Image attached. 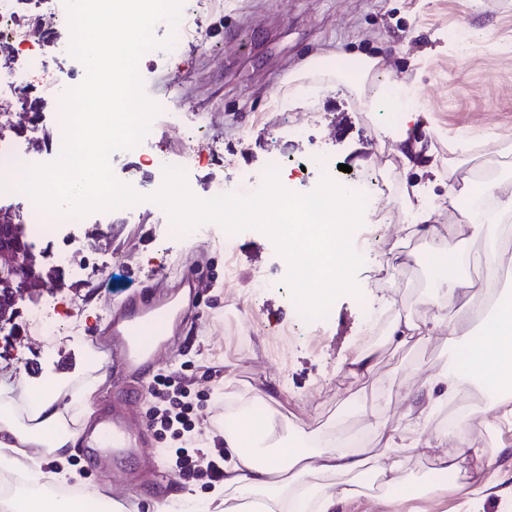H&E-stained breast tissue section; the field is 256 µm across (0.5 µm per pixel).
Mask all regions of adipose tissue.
Instances as JSON below:
<instances>
[{
    "label": "adipose tissue",
    "instance_id": "adipose-tissue-1",
    "mask_svg": "<svg viewBox=\"0 0 512 512\" xmlns=\"http://www.w3.org/2000/svg\"><path fill=\"white\" fill-rule=\"evenodd\" d=\"M447 332L448 342L457 349L455 365L422 383L416 400L422 411H429L447 401L467 378L475 377L492 392L512 386V301L499 302L494 316L486 320L479 336L459 335L456 328L448 327L444 319H436L427 328L405 317H395L389 325V334L398 342L424 341L432 329ZM63 376L48 381L35 398L39 429H32L14 420L10 404L0 405V465L22 471L26 469L28 449L43 447L53 455H60L74 445L75 433L62 427V412L57 404ZM372 425L383 439L380 451L352 452L334 442L314 448L284 444L278 456L258 461L253 441L241 432L224 433V445L229 457L224 463V486L214 490L210 502L215 512H306V501L300 496H287L289 480H302L318 473L340 476L341 481L329 492L318 494L315 512H336L339 501L360 495L358 479L365 473L380 476L398 468V454L411 451L427 454L426 440L405 441L398 429L381 417H374ZM453 444L452 452L440 458L441 471L454 469L458 458L475 460L474 479H482L495 464L494 452L471 447L465 426L447 432Z\"/></svg>",
    "mask_w": 512,
    "mask_h": 512
}]
</instances>
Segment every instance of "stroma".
Returning a JSON list of instances; mask_svg holds the SVG:
<instances>
[{
  "instance_id": "35a3bbf8",
  "label": "stroma",
  "mask_w": 512,
  "mask_h": 512,
  "mask_svg": "<svg viewBox=\"0 0 512 512\" xmlns=\"http://www.w3.org/2000/svg\"><path fill=\"white\" fill-rule=\"evenodd\" d=\"M180 23L202 29L204 40L188 39L172 63L156 49L141 60L147 96L167 101L180 124L176 131L161 126L150 140L154 161L178 162L195 136L202 162L186 178L199 197L218 180L263 178L273 154L285 162L280 181L295 193L325 177L366 183L364 223L353 235L364 258L355 275L361 294L340 296L325 319L304 322L285 283L288 264L267 234L229 236L215 224L172 233L150 199L162 169L119 159L114 176L135 185L142 202L133 213L113 210L97 253L74 258L57 292L62 316L53 346L0 338V388L26 403L47 380L68 373L61 404L94 388L96 417L121 407L143 438L135 453L91 467L79 450L62 461L39 453L42 472L68 468L79 484L126 503L128 476L148 477L175 445L148 425V386L181 376L191 392L193 434L207 453L216 444L208 422H237L241 410L266 414L281 440L358 437L369 449L383 445L370 425L377 411L406 440L420 436L444 452L443 423L457 402H467L470 443L498 454L488 486L472 484L468 457L445 474L434 458L406 452L401 474L426 490L421 512H512V403L484 404L487 389L469 381L418 427V408L400 410L392 401L449 369L456 351L437 331L401 346L374 336L399 314L421 324L444 316L463 336L479 330L466 306L425 299L436 279L427 240L406 231L389 239L386 223H401L404 198L418 205L431 198L436 205L422 216L444 247L477 253L497 239L495 224L478 237L452 225L448 193L488 164L499 170L498 193H512V0H183ZM375 57L379 70L362 76L360 63ZM298 121L305 124L300 135ZM321 157L333 169L318 165ZM298 160L307 171L297 178L290 167ZM393 249L404 260L396 270L385 263ZM184 268L197 280L189 314L168 321V341L156 347L145 380L98 366L96 350L111 344L113 317L145 288H176ZM371 343L380 351L376 365L352 378L349 361ZM210 493L204 480L177 479L161 496L168 512H195Z\"/></svg>"
}]
</instances>
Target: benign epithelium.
I'll return each mask as SVG.
<instances>
[{"label": "benign epithelium", "instance_id": "1", "mask_svg": "<svg viewBox=\"0 0 512 512\" xmlns=\"http://www.w3.org/2000/svg\"><path fill=\"white\" fill-rule=\"evenodd\" d=\"M0 272L8 274L19 284L8 298L12 305L23 296L37 294L53 279L51 272L42 269L33 252L18 239L14 221L5 212L0 214Z\"/></svg>", "mask_w": 512, "mask_h": 512}]
</instances>
